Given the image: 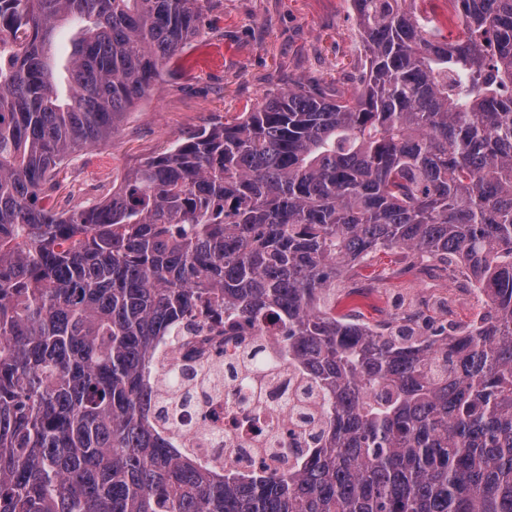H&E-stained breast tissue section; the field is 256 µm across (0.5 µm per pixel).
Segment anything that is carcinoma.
Masks as SVG:
<instances>
[{"instance_id": "1", "label": "carcinoma", "mask_w": 512, "mask_h": 512, "mask_svg": "<svg viewBox=\"0 0 512 512\" xmlns=\"http://www.w3.org/2000/svg\"><path fill=\"white\" fill-rule=\"evenodd\" d=\"M209 0H0V512H512V0H353L368 68L299 84L58 211V167L199 34ZM81 24L59 98L46 54ZM381 249L482 288L465 330L326 311ZM213 314L280 328L328 395L314 452L241 477L145 410L162 336Z\"/></svg>"}]
</instances>
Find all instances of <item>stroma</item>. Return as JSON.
Listing matches in <instances>:
<instances>
[{"instance_id": "obj_1", "label": "stroma", "mask_w": 512, "mask_h": 512, "mask_svg": "<svg viewBox=\"0 0 512 512\" xmlns=\"http://www.w3.org/2000/svg\"><path fill=\"white\" fill-rule=\"evenodd\" d=\"M367 67L350 0H210L200 34L162 69L159 86L129 112L108 145L62 166L56 208L91 206L118 189L138 162L215 121L231 122L304 83L326 92L358 86ZM336 310L382 325L384 310L415 315L420 330L470 323L483 310L466 282L438 264L378 252L350 274Z\"/></svg>"}]
</instances>
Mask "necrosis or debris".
Returning a JSON list of instances; mask_svg holds the SVG:
<instances>
[{"label": "necrosis or debris", "instance_id": "4bbe7bcc", "mask_svg": "<svg viewBox=\"0 0 512 512\" xmlns=\"http://www.w3.org/2000/svg\"><path fill=\"white\" fill-rule=\"evenodd\" d=\"M199 369L198 399L170 422L166 435L216 472L286 474L313 451L289 402L304 382L276 330L265 326L236 336L201 327L158 345L154 392L173 395L184 366Z\"/></svg>", "mask_w": 512, "mask_h": 512}]
</instances>
